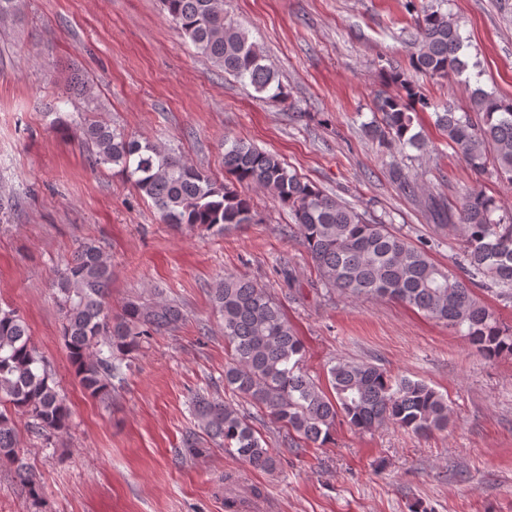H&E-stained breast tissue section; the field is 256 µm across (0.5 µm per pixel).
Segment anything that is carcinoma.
<instances>
[{"label": "carcinoma", "mask_w": 512, "mask_h": 512, "mask_svg": "<svg viewBox=\"0 0 512 512\" xmlns=\"http://www.w3.org/2000/svg\"><path fill=\"white\" fill-rule=\"evenodd\" d=\"M161 3L184 39L224 73L250 85L265 100L284 96L277 72L265 63L260 47L224 16L223 0ZM412 45L409 65L416 72L446 76L468 70L459 24L440 7L420 11ZM390 80L398 91L377 97L381 119L366 126L367 136L381 147L421 151L425 139L414 130L415 119L417 112L432 109L435 124L471 171L481 174L492 163L512 185V98L477 87L475 110L457 112L432 101L401 72ZM81 129L92 164L116 169L151 201L161 223L219 233L256 224L249 190L262 189L291 210L325 288L353 298L395 300L465 330L486 356L512 353V332L502 329L474 295V289L483 288L512 303V213L498 214L502 206L482 191L468 193L454 212H445L438 200L432 202L436 219L458 230L464 242L455 272L389 225L368 222L339 198L303 180L277 154L240 138H224V171L233 182L221 183L175 150L129 136L106 122L87 119ZM111 281L112 268L100 248L83 242L54 283L73 375L88 396L102 402L122 389L124 358L145 339L174 330L185 319L178 304L162 298L153 303L130 299L119 314H112ZM210 297L223 321L230 355L224 387L264 411L287 434L322 447L339 420L363 431L392 421L415 434L446 425L448 404L441 394L423 381L395 380L370 363L337 361L328 368L331 392L324 391L304 368L303 340L281 306L255 281L226 275ZM192 408L194 427L183 436V447L199 455L212 444L254 470L276 469V457L263 446L248 416L220 395L198 393ZM17 415L27 417L47 440L69 428L70 412L31 342L26 321L16 310L0 306V459L13 464L35 506L40 486L20 456Z\"/></svg>", "instance_id": "carcinoma-1"}]
</instances>
